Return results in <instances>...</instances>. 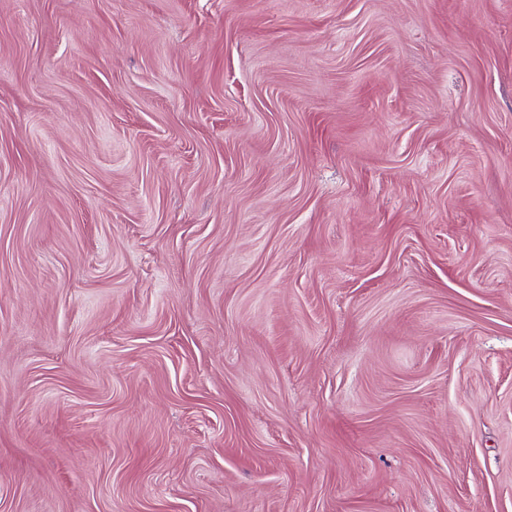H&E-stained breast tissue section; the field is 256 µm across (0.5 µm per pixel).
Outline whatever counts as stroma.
Masks as SVG:
<instances>
[{"label": "stroma", "mask_w": 512, "mask_h": 512, "mask_svg": "<svg viewBox=\"0 0 512 512\" xmlns=\"http://www.w3.org/2000/svg\"><path fill=\"white\" fill-rule=\"evenodd\" d=\"M0 512H512V0H0Z\"/></svg>", "instance_id": "1"}]
</instances>
